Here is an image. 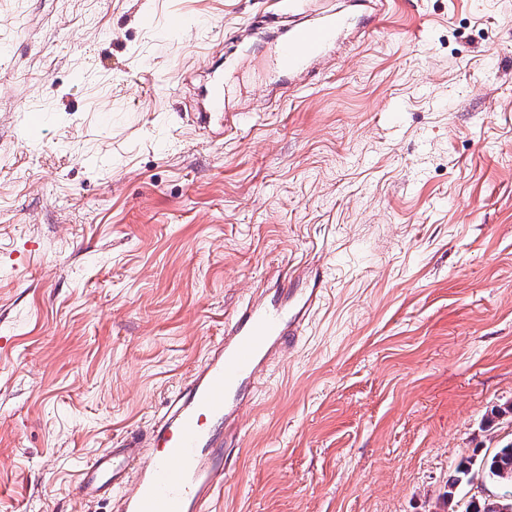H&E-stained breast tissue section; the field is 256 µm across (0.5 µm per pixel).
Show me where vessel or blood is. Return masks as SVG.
<instances>
[{
	"mask_svg": "<svg viewBox=\"0 0 512 512\" xmlns=\"http://www.w3.org/2000/svg\"><path fill=\"white\" fill-rule=\"evenodd\" d=\"M352 25L349 13L330 11L316 24L291 27L272 60L273 71L308 74ZM297 278L301 287L253 298L225 322L223 340L210 347L204 365L156 419L149 442L131 436L89 460L77 493L120 492L121 512H212L242 411L269 363L296 346L323 298L322 269L306 268Z\"/></svg>",
	"mask_w": 512,
	"mask_h": 512,
	"instance_id": "obj_1",
	"label": "vessel or blood"
}]
</instances>
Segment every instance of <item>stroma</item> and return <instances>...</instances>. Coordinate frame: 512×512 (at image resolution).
Wrapping results in <instances>:
<instances>
[{
    "label": "stroma",
    "instance_id": "stroma-1",
    "mask_svg": "<svg viewBox=\"0 0 512 512\" xmlns=\"http://www.w3.org/2000/svg\"><path fill=\"white\" fill-rule=\"evenodd\" d=\"M289 96L286 0H0V512H120L84 464L249 296L322 266L219 512H465L512 441V0H395ZM188 24L168 35L165 19ZM224 136L191 124L211 68ZM40 111L29 134L25 113ZM474 480L484 485L512 487V443L496 448L491 454L461 461L448 476V505L460 486L470 485Z\"/></svg>",
    "mask_w": 512,
    "mask_h": 512
}]
</instances>
